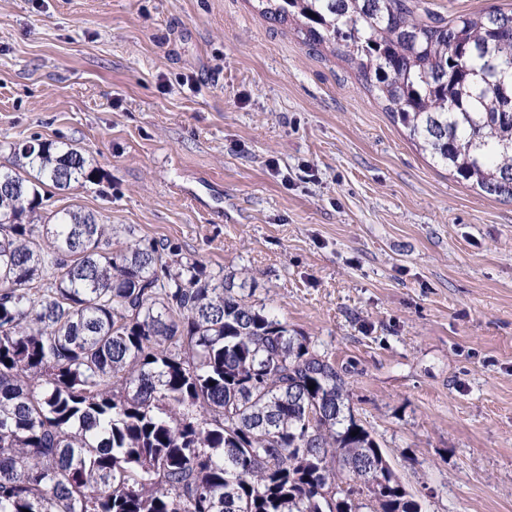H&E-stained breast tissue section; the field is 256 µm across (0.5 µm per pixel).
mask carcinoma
I'll return each mask as SVG.
<instances>
[{
	"instance_id": "obj_1",
	"label": "carcinoma",
	"mask_w": 512,
	"mask_h": 512,
	"mask_svg": "<svg viewBox=\"0 0 512 512\" xmlns=\"http://www.w3.org/2000/svg\"><path fill=\"white\" fill-rule=\"evenodd\" d=\"M409 2L266 0L264 14L300 18L421 151L512 199V11L445 23ZM9 149L0 512H422L356 418L347 369L250 300L247 279L116 241L80 208L38 215L92 162L40 138Z\"/></svg>"
}]
</instances>
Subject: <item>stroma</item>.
Segmentation results:
<instances>
[{
    "label": "stroma",
    "instance_id": "obj_1",
    "mask_svg": "<svg viewBox=\"0 0 512 512\" xmlns=\"http://www.w3.org/2000/svg\"><path fill=\"white\" fill-rule=\"evenodd\" d=\"M37 135L96 170L46 211L248 268L254 300L347 368L425 512H512V200L416 147L332 45L258 0H0V166Z\"/></svg>",
    "mask_w": 512,
    "mask_h": 512
}]
</instances>
